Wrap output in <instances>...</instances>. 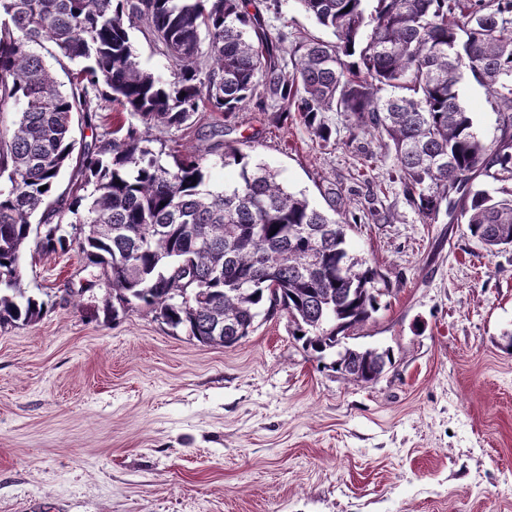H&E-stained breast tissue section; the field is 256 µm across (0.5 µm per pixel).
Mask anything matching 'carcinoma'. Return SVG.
Returning a JSON list of instances; mask_svg holds the SVG:
<instances>
[{
  "label": "carcinoma",
  "instance_id": "cac0c4a2",
  "mask_svg": "<svg viewBox=\"0 0 512 512\" xmlns=\"http://www.w3.org/2000/svg\"><path fill=\"white\" fill-rule=\"evenodd\" d=\"M297 4L335 40L304 32L286 50L287 34L272 37L253 0H0V112L16 110L0 125V327L45 311L22 287L25 252L73 243L107 285L114 318L142 307L229 348L259 315L282 312L317 361L336 354L337 337L380 310L382 275L350 251L336 193L324 212L225 139L250 105L277 126L299 118L326 145L340 115L350 140L374 137L393 156L390 182L424 221L443 213L486 251L512 248V0ZM135 28L172 61L170 78L139 67ZM44 43L69 90L31 50ZM466 72L499 116L490 143L460 103ZM110 103L112 124L76 144L73 119L95 130ZM205 110L224 117L216 140L166 151L164 135ZM211 156L236 168L233 183L207 181ZM338 358L333 369L366 384L372 367L392 364L387 350Z\"/></svg>",
  "mask_w": 512,
  "mask_h": 512
}]
</instances>
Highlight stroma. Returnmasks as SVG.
Returning a JSON list of instances; mask_svg holds the SVG:
<instances>
[{
    "mask_svg": "<svg viewBox=\"0 0 512 512\" xmlns=\"http://www.w3.org/2000/svg\"><path fill=\"white\" fill-rule=\"evenodd\" d=\"M459 98L494 139L472 76ZM235 135L312 203L335 187L352 250L392 286L354 344L394 364L345 379L283 314L231 348L142 310L97 316L106 289L77 247L25 256L50 308L0 330V512H512V248L379 193L376 139L325 147L252 108Z\"/></svg>",
    "mask_w": 512,
    "mask_h": 512,
    "instance_id": "1",
    "label": "stroma"
}]
</instances>
